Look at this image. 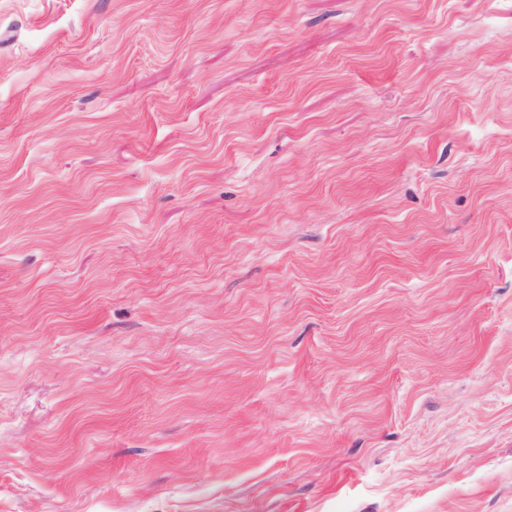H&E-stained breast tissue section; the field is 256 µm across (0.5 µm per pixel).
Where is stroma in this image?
<instances>
[{
	"label": "stroma",
	"instance_id": "1",
	"mask_svg": "<svg viewBox=\"0 0 512 512\" xmlns=\"http://www.w3.org/2000/svg\"><path fill=\"white\" fill-rule=\"evenodd\" d=\"M0 512H512V0H0Z\"/></svg>",
	"mask_w": 512,
	"mask_h": 512
}]
</instances>
